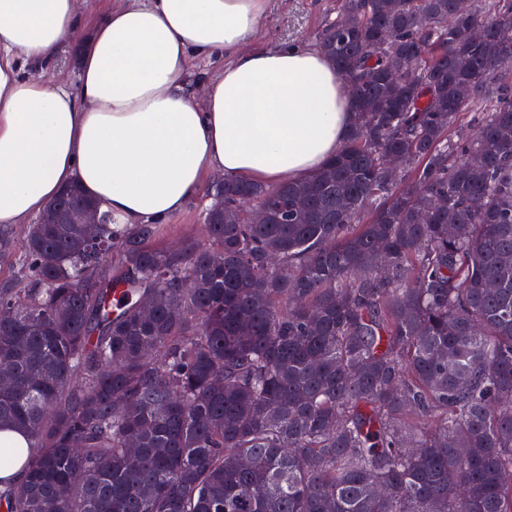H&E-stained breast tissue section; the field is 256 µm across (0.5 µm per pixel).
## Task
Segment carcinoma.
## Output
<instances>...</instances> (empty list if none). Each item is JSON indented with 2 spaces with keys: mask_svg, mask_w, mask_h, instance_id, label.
I'll return each instance as SVG.
<instances>
[{
  "mask_svg": "<svg viewBox=\"0 0 512 512\" xmlns=\"http://www.w3.org/2000/svg\"><path fill=\"white\" fill-rule=\"evenodd\" d=\"M320 48L355 120L319 171L216 181L176 247L28 225L6 512H512V0H343Z\"/></svg>",
  "mask_w": 512,
  "mask_h": 512,
  "instance_id": "cac0c4a2",
  "label": "carcinoma"
}]
</instances>
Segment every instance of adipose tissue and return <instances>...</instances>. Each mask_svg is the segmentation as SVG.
Returning a JSON list of instances; mask_svg holds the SVG:
<instances>
[{
	"instance_id": "ef3b65f1",
	"label": "adipose tissue",
	"mask_w": 512,
	"mask_h": 512,
	"mask_svg": "<svg viewBox=\"0 0 512 512\" xmlns=\"http://www.w3.org/2000/svg\"><path fill=\"white\" fill-rule=\"evenodd\" d=\"M269 5L127 0L94 23L73 91L46 75L76 0H0V227L73 182L130 226L180 212L209 174L275 186L321 168L354 112L322 51L257 46ZM212 57L223 68L194 79L191 59Z\"/></svg>"
}]
</instances>
